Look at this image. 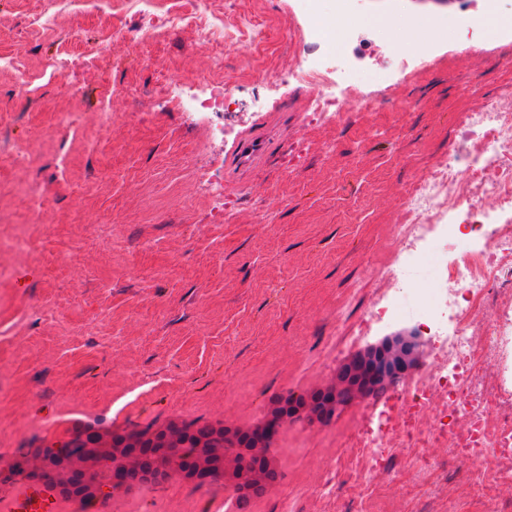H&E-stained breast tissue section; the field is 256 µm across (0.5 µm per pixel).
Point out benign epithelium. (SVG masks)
<instances>
[{
  "label": "benign epithelium",
  "instance_id": "benign-epithelium-1",
  "mask_svg": "<svg viewBox=\"0 0 512 512\" xmlns=\"http://www.w3.org/2000/svg\"><path fill=\"white\" fill-rule=\"evenodd\" d=\"M423 356V343L416 333H399L337 366L334 381L310 398L279 399L265 423L253 430L210 426L206 440L189 455L173 453L150 460L120 431L96 420L76 426L77 435L95 434V441L81 453L67 456L50 448L42 450L37 460L56 461L54 480L61 493L76 490L87 499L97 497L96 473L102 456L110 454L120 464L126 486L149 489L175 476L193 484L213 480L232 493L243 512L251 499L263 496L280 479L272 447L282 427L298 417L328 425L338 410L358 399L395 392ZM155 434L169 447L187 446L184 426L179 423L171 422ZM35 471L26 455L0 458V475L5 478L20 475L31 481Z\"/></svg>",
  "mask_w": 512,
  "mask_h": 512
}]
</instances>
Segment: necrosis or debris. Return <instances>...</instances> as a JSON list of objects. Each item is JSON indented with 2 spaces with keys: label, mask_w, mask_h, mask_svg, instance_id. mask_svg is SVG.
Instances as JSON below:
<instances>
[{
  "label": "necrosis or debris",
  "mask_w": 512,
  "mask_h": 512,
  "mask_svg": "<svg viewBox=\"0 0 512 512\" xmlns=\"http://www.w3.org/2000/svg\"><path fill=\"white\" fill-rule=\"evenodd\" d=\"M113 3L123 18L135 22L143 41L172 29L192 30L215 48L242 40L262 51L273 40L266 22L252 15L218 16L208 0H47L36 25L50 29L61 7L91 13ZM333 75V68L303 62L288 73L297 83L323 87L308 103L309 125L345 121ZM457 135L463 151L439 159L407 191L392 234L394 248L376 268L378 274L394 278L408 251L413 264L442 269L438 287L417 288V314L423 323L436 325L438 354L455 353L457 361L447 373L406 379L397 414L378 412L369 427L356 421L350 457L366 482L392 465L389 445L421 448L442 441L454 454L468 436L474 442L467 457L472 470L512 482V400L492 398L476 366L480 360L498 363L512 355V305H500L491 320L474 316L495 288L512 283V220L489 219L490 211H512V106L491 103L462 113ZM465 199L470 202L466 208L461 205ZM449 319L455 323L451 332L442 326Z\"/></svg>",
  "instance_id": "necrosis-or-debris-1"
}]
</instances>
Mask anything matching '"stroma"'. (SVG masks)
I'll return each instance as SVG.
<instances>
[{
    "mask_svg": "<svg viewBox=\"0 0 512 512\" xmlns=\"http://www.w3.org/2000/svg\"><path fill=\"white\" fill-rule=\"evenodd\" d=\"M357 19L418 20L429 35L413 44L379 27L346 42L354 77L338 91L354 125L311 128L301 110L314 85L288 80L295 61L325 58L328 39L312 38L299 0H210L257 14L278 35L255 55L246 44L213 51L188 29L151 43L135 34L104 42L97 68L73 97L44 64L57 48L79 55L101 40L108 11H57L50 30L33 25L42 0H0V50L38 75L25 99L16 77L0 72V141L37 142L38 155L0 154V452L32 451L69 439L78 423L118 430L169 421L242 428L264 421L274 400L305 396L366 347L417 330L432 372L434 344L411 311L432 267L399 280L374 271L391 252V229L406 189L448 151L462 149V113L504 99L512 88V30L479 48L433 25L459 13V0H355ZM192 91L213 75L228 92L219 119L231 136L211 135V119L169 109L154 89L169 76ZM288 102L287 115L275 107ZM111 112L102 131L98 115ZM273 126L281 156L296 140L307 152L230 174L239 137ZM225 198L246 193L217 221L209 174ZM39 182L50 224L28 221L21 189ZM408 289L399 321L368 319L394 288ZM363 342L351 337L360 324ZM370 397L322 426L293 422L274 444L281 471L247 512H512V483L488 485L443 443L401 448L399 466L363 482L349 465V433ZM229 494L173 478L154 490L107 492L91 512H225Z\"/></svg>",
    "mask_w": 512,
    "mask_h": 512,
    "instance_id": "35a3bbf8",
    "label": "stroma"
}]
</instances>
